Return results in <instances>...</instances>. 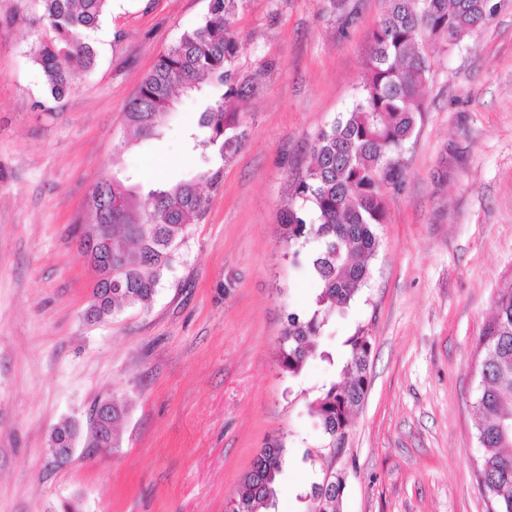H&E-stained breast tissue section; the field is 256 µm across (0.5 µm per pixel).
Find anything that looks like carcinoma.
Segmentation results:
<instances>
[{
	"label": "carcinoma",
	"instance_id": "obj_1",
	"mask_svg": "<svg viewBox=\"0 0 512 512\" xmlns=\"http://www.w3.org/2000/svg\"><path fill=\"white\" fill-rule=\"evenodd\" d=\"M50 37L37 42L34 62L53 100L72 87L71 65L95 62L92 34L102 25L110 0H32ZM241 0H210L209 13L164 51L143 78L125 111L135 142L159 138L181 95L202 97L198 131L191 151L219 145L220 155L236 152L245 136L236 103L254 91L251 82L232 77L239 51L233 19ZM489 0H389V8L370 34V62L361 96L353 107L321 129L312 147V162L295 184L282 210V237L305 255L308 273L317 283L312 309L291 312L280 340L278 363L290 375L301 373L321 342L325 327L355 301L370 277V260L379 247L375 226L385 221V196L401 189L405 167L403 144L424 110V91L431 71L425 42L451 45L486 26ZM222 169H200L189 179L153 185L143 205L137 187L115 175L106 178L112 198L126 200L122 209L93 201L94 224H103L112 240V295L101 310L114 318L135 308H152L165 273L177 258L190 226L203 221L207 199L200 185L216 187ZM344 365L346 379L333 382L309 405L336 451L344 437L348 412L360 405L367 389L370 342L363 332L351 337ZM475 407L480 415L475 459L489 512H512V284L494 302V316L477 343ZM128 409L112 399V447L120 445L118 424ZM285 461L284 444L260 449L243 478L230 512H267L277 496V477ZM313 482L303 499L310 512H340L344 487Z\"/></svg>",
	"mask_w": 512,
	"mask_h": 512
}]
</instances>
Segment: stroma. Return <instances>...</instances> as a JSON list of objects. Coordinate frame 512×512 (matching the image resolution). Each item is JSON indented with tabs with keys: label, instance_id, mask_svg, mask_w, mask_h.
<instances>
[{
	"label": "stroma",
	"instance_id": "1",
	"mask_svg": "<svg viewBox=\"0 0 512 512\" xmlns=\"http://www.w3.org/2000/svg\"><path fill=\"white\" fill-rule=\"evenodd\" d=\"M457 44L431 43L424 110L403 146L405 183L386 197L371 274L322 347L292 377L278 366L288 313L316 285L281 239V209L312 142L359 99L370 33L388 0H243L234 29L246 137L207 190L149 312L88 321L93 272L75 223L91 219L112 170L143 187L191 172L182 100L162 137L120 150L125 107L160 53L200 24L209 0H112L96 61L61 100L32 47L48 28L30 0H0V512H225L261 448L288 460L277 512L326 470L342 512H488L474 460L475 348L512 284V0ZM371 342L369 386L337 458L308 405L339 379L349 339ZM129 401L121 445L90 448L95 404ZM79 428L56 463L52 430Z\"/></svg>",
	"mask_w": 512,
	"mask_h": 512
}]
</instances>
